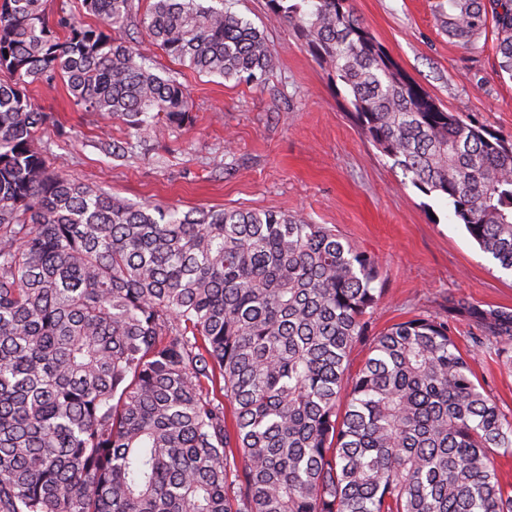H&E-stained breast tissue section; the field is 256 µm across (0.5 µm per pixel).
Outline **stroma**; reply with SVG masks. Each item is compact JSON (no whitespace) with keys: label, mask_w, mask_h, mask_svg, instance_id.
<instances>
[{"label":"stroma","mask_w":512,"mask_h":512,"mask_svg":"<svg viewBox=\"0 0 512 512\" xmlns=\"http://www.w3.org/2000/svg\"><path fill=\"white\" fill-rule=\"evenodd\" d=\"M442 0H350L355 16L389 56L448 111L512 141V78L502 75L496 35L477 48L445 33ZM262 31L274 66L254 86L196 74L166 57L135 27L121 31L182 82L194 122L133 143L125 160L110 144L120 123L78 111L63 82H35L32 102L56 124L42 140L71 176L133 204L272 210L334 227L381 262L383 298L371 333L418 315L447 321L485 392L512 414V352L485 343L471 308L512 312V272L457 224L445 201L414 187L365 137L349 97L267 0H230Z\"/></svg>","instance_id":"stroma-1"}]
</instances>
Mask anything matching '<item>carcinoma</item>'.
<instances>
[{
  "label": "carcinoma",
  "instance_id": "obj_1",
  "mask_svg": "<svg viewBox=\"0 0 512 512\" xmlns=\"http://www.w3.org/2000/svg\"><path fill=\"white\" fill-rule=\"evenodd\" d=\"M0 0V512H512V416L434 315L372 337L378 259L272 211L129 203L63 173L26 94L142 140L191 122L184 85L112 33L135 24L199 75L260 85L263 34L226 0ZM351 96L365 136L512 271V143L443 109L349 0H268ZM448 37L512 0H447ZM512 346V313L471 309Z\"/></svg>",
  "mask_w": 512,
  "mask_h": 512
}]
</instances>
